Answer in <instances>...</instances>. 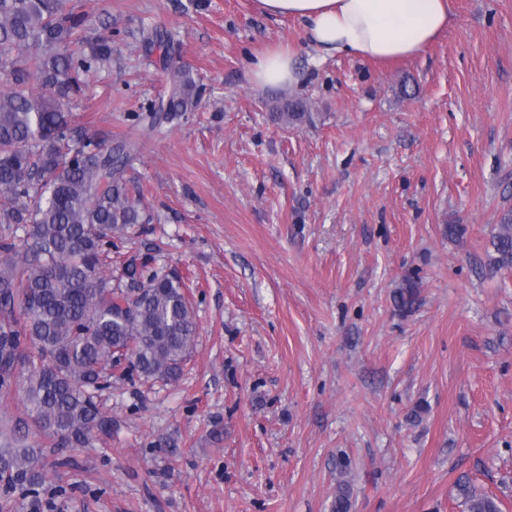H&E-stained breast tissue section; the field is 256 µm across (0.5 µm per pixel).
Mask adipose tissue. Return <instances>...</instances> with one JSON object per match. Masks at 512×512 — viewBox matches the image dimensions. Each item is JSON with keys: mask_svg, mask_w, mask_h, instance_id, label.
I'll list each match as a JSON object with an SVG mask.
<instances>
[{"mask_svg": "<svg viewBox=\"0 0 512 512\" xmlns=\"http://www.w3.org/2000/svg\"><path fill=\"white\" fill-rule=\"evenodd\" d=\"M266 15L302 22L313 45L328 55L362 60L411 58L424 52L452 21L448 0H256ZM294 50L257 58L249 76L261 88L297 82Z\"/></svg>", "mask_w": 512, "mask_h": 512, "instance_id": "adipose-tissue-1", "label": "adipose tissue"}]
</instances>
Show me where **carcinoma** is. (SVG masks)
I'll return each mask as SVG.
<instances>
[{"mask_svg":"<svg viewBox=\"0 0 512 512\" xmlns=\"http://www.w3.org/2000/svg\"><path fill=\"white\" fill-rule=\"evenodd\" d=\"M85 15L64 0H0V398L25 378L23 402L34 440L0 443V495L38 493L47 461L42 440L55 448H82L95 435L112 434V417L98 398L112 387V371L146 382L177 381L196 341V322L177 276L122 274L135 287L112 286V235L140 220L125 173L134 145L105 147L73 135L65 105L85 78L112 57V36L73 45ZM167 99L148 108L191 112L200 87L183 65L166 55ZM275 120L298 125L307 104L275 105ZM29 225L25 235L20 226ZM491 272L512 267V213L492 234ZM401 313L417 302L408 283L396 289ZM463 512H502L498 499L465 479L457 484ZM351 486L338 481L333 512H351Z\"/></svg>","mask_w":512,"mask_h":512,"instance_id":"carcinoma-1","label":"carcinoma"}]
</instances>
